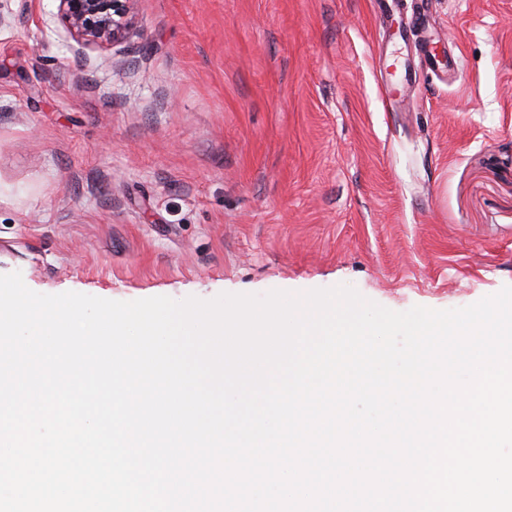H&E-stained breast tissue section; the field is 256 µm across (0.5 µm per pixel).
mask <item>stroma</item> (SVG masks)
Returning <instances> with one entry per match:
<instances>
[{"instance_id": "obj_1", "label": "stroma", "mask_w": 512, "mask_h": 512, "mask_svg": "<svg viewBox=\"0 0 512 512\" xmlns=\"http://www.w3.org/2000/svg\"><path fill=\"white\" fill-rule=\"evenodd\" d=\"M414 10L136 0L81 53L58 0H0V274L118 301L345 284L399 312L512 285V0ZM392 59L417 75L396 108Z\"/></svg>"}]
</instances>
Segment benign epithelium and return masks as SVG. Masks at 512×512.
Here are the masks:
<instances>
[{"label":"benign epithelium","instance_id":"7a95c632","mask_svg":"<svg viewBox=\"0 0 512 512\" xmlns=\"http://www.w3.org/2000/svg\"><path fill=\"white\" fill-rule=\"evenodd\" d=\"M136 0H58V16L79 49L104 48L125 38Z\"/></svg>","mask_w":512,"mask_h":512}]
</instances>
